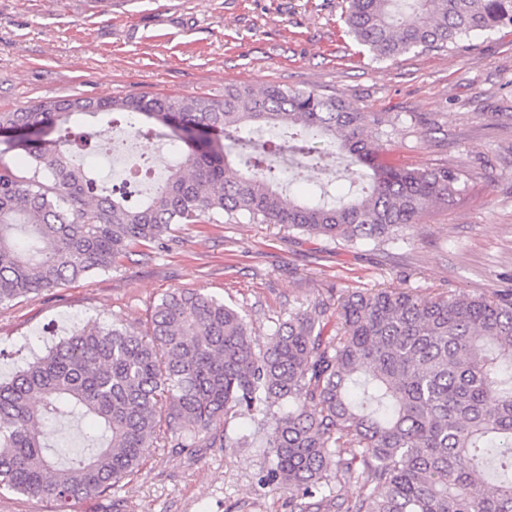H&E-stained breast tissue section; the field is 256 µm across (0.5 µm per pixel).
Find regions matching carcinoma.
Masks as SVG:
<instances>
[{
    "label": "carcinoma",
    "mask_w": 512,
    "mask_h": 512,
    "mask_svg": "<svg viewBox=\"0 0 512 512\" xmlns=\"http://www.w3.org/2000/svg\"><path fill=\"white\" fill-rule=\"evenodd\" d=\"M345 33L376 59L456 50L471 33L512 27V0H348ZM106 116L134 136L153 127L183 144L178 167L135 205L91 177L64 143L70 124ZM299 129L289 145L254 128ZM393 120L334 95L270 84L224 97H76L0 112V153L21 150L32 175L0 165V305L112 269L174 224H280L336 242L385 244L433 204H454L455 166L389 170L377 158ZM57 134L46 140L44 135ZM289 148L318 171L343 157L360 193L287 197L265 159ZM288 311L268 343L212 296L162 297L146 330L86 324L0 384V492L47 499L56 512L134 475L148 449L252 448L265 481L299 512H512V292L421 295L375 288ZM273 416L272 424L265 417ZM94 420L91 451L61 458L46 426ZM230 419L249 430L230 435ZM360 487L348 500L346 486Z\"/></svg>",
    "instance_id": "1"
}]
</instances>
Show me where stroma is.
I'll list each match as a JSON object with an SVG mask.
<instances>
[{
  "instance_id": "1",
  "label": "stroma",
  "mask_w": 512,
  "mask_h": 512,
  "mask_svg": "<svg viewBox=\"0 0 512 512\" xmlns=\"http://www.w3.org/2000/svg\"><path fill=\"white\" fill-rule=\"evenodd\" d=\"M347 0H0V112L43 100L225 86L313 89L398 120L387 168L461 167V200L384 245L273 224H180L112 270L0 306V381L82 328H144L168 292L233 303L257 344L289 308L327 291L424 295L512 288V29L459 50L375 60L344 32ZM261 448H154L130 478L72 512H291L264 486Z\"/></svg>"
}]
</instances>
